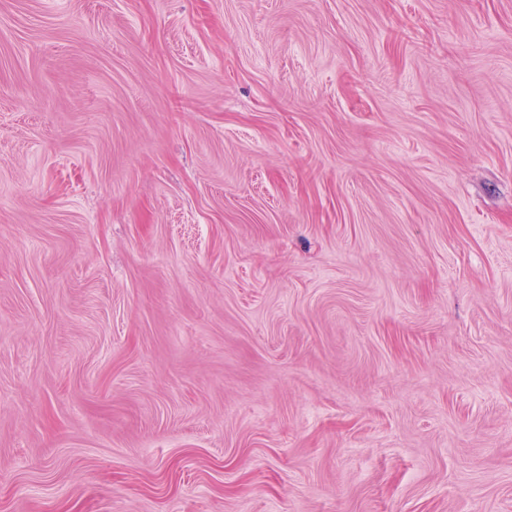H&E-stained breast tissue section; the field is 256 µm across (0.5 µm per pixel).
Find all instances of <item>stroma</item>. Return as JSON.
Here are the masks:
<instances>
[{
	"instance_id": "1",
	"label": "stroma",
	"mask_w": 512,
	"mask_h": 512,
	"mask_svg": "<svg viewBox=\"0 0 512 512\" xmlns=\"http://www.w3.org/2000/svg\"><path fill=\"white\" fill-rule=\"evenodd\" d=\"M0 512H512V0H0Z\"/></svg>"
}]
</instances>
